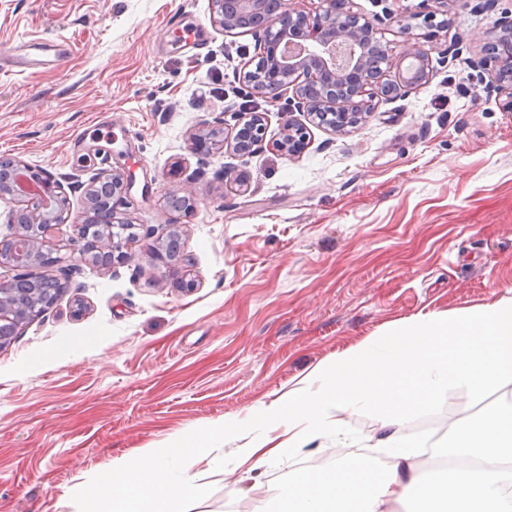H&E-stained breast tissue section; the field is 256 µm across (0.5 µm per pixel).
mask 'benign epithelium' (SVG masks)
Masks as SVG:
<instances>
[{"instance_id": "benign-epithelium-1", "label": "benign epithelium", "mask_w": 512, "mask_h": 512, "mask_svg": "<svg viewBox=\"0 0 512 512\" xmlns=\"http://www.w3.org/2000/svg\"><path fill=\"white\" fill-rule=\"evenodd\" d=\"M324 2L328 4L324 13L312 16L286 6L285 0H278L268 15L264 14L263 0H211L213 22L226 32L236 29L238 20L253 18L250 32L257 38V63L248 81L268 105H277L290 92L288 112H297L333 129L340 120L356 126L371 111L368 98L372 97V90L392 94L428 82L432 66L420 46H407L405 57L413 59V63L392 79L386 67V48H381L376 64H366L362 37L377 31L374 23L343 12L344 0ZM495 25L502 29V38L484 47L482 65L491 77L490 86L507 91L503 107L512 112V17L497 19ZM264 133V116L255 112L235 119L229 129L219 123L193 135L190 145L194 151L210 156L229 144L238 155L248 157L262 144ZM305 140V125L294 117L288 120L282 139L273 146L288 155ZM131 182V176L114 171L86 186L84 219L75 224L80 259L84 262L95 265L109 255L120 261L128 258L125 248L138 237L136 225L126 221L112 198L124 193ZM0 201L15 204L8 216L12 233L0 242V266L21 270L14 279H0L1 347L55 304L46 300L24 315L11 298L20 287L32 284L30 269L60 262L46 249V232L65 223L66 199L61 186L43 170L6 157L0 160ZM166 203L174 211L186 212L195 208L196 198L184 187L171 193ZM150 258L176 272L175 257L163 245L154 246Z\"/></svg>"}]
</instances>
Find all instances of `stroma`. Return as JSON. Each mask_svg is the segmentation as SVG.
Wrapping results in <instances>:
<instances>
[{"label":"stroma","mask_w":512,"mask_h":512,"mask_svg":"<svg viewBox=\"0 0 512 512\" xmlns=\"http://www.w3.org/2000/svg\"><path fill=\"white\" fill-rule=\"evenodd\" d=\"M210 0H0V45L66 39L62 67L0 76V156L49 173L69 201L47 241L77 265L56 304L0 347V512H77L89 474L161 448L227 417L269 405L294 381L421 312L460 313L512 298V112L474 62L496 40L512 0H450L426 38L421 0H348L367 19L393 18L379 38L392 69L420 45L433 73L421 87L375 95L356 127L308 123L297 155L273 149L287 106L265 115L259 150L194 154L189 135L262 106L241 76L255 54L248 32L210 21ZM200 25L207 46L174 47L177 19ZM112 170L132 175L120 210L152 236L103 268L79 261L74 224L83 187ZM190 182L193 212L167 210ZM181 233L180 276L153 267L148 249ZM194 281L182 288L181 279ZM512 394L445 391L410 421L439 444L456 425ZM379 415L347 418L258 470L237 462V441L211 455L207 493L192 512H228L297 472L357 451L366 466Z\"/></svg>","instance_id":"stroma-1"}]
</instances>
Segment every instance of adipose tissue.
<instances>
[{
  "mask_svg": "<svg viewBox=\"0 0 512 512\" xmlns=\"http://www.w3.org/2000/svg\"><path fill=\"white\" fill-rule=\"evenodd\" d=\"M512 379V299L458 314L423 313L387 335L344 353L294 382L263 411L268 435L245 441L242 464L258 467L305 436L342 432L359 410L384 411L377 448L391 455L382 478H373L357 453L333 468L302 471L279 490L282 512H388L412 500L422 512H512V471L486 469L489 460H512V397L488 412L459 421L437 455L467 457L473 469L433 470L418 478L414 459L421 441L406 423L455 385L480 397ZM237 419H224L161 450L117 460L108 474L86 477L83 512H189L206 493L199 468L205 448L241 435Z\"/></svg>",
  "mask_w": 512,
  "mask_h": 512,
  "instance_id": "adipose-tissue-1",
  "label": "adipose tissue"
}]
</instances>
